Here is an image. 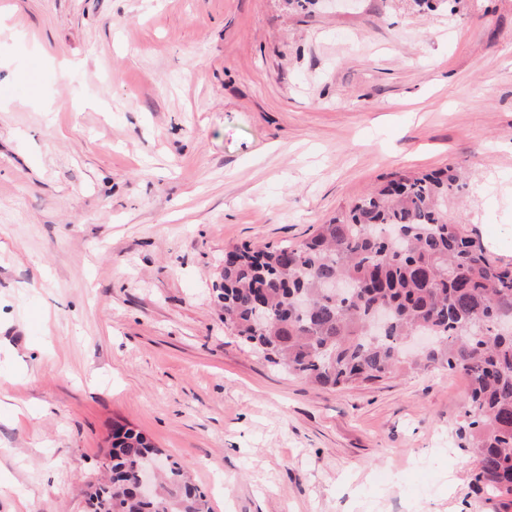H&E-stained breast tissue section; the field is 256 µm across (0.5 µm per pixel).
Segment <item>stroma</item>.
<instances>
[{
    "label": "stroma",
    "mask_w": 512,
    "mask_h": 512,
    "mask_svg": "<svg viewBox=\"0 0 512 512\" xmlns=\"http://www.w3.org/2000/svg\"><path fill=\"white\" fill-rule=\"evenodd\" d=\"M451 164L512 263V0H0V512H88L117 423L214 512H502L462 374L325 389L217 305L225 252Z\"/></svg>",
    "instance_id": "1"
}]
</instances>
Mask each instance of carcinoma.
Here are the masks:
<instances>
[{
	"label": "carcinoma",
	"mask_w": 512,
	"mask_h": 512,
	"mask_svg": "<svg viewBox=\"0 0 512 512\" xmlns=\"http://www.w3.org/2000/svg\"><path fill=\"white\" fill-rule=\"evenodd\" d=\"M453 165L400 176L297 244L227 253L218 299L224 323L274 366L323 387L442 366L463 374L461 447L475 484L512 509V265L448 218L462 188ZM107 482L93 512H214L188 466L162 468L159 493L136 498L142 458L160 449L114 427Z\"/></svg>",
	"instance_id": "cac0c4a2"
}]
</instances>
